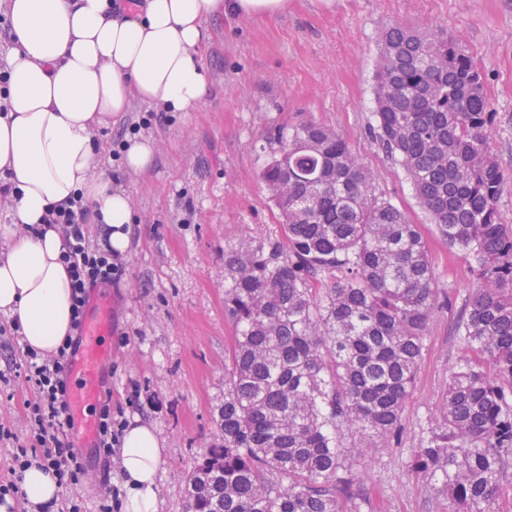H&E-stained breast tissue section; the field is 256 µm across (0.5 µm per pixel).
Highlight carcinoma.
<instances>
[{
	"instance_id": "carcinoma-1",
	"label": "carcinoma",
	"mask_w": 512,
	"mask_h": 512,
	"mask_svg": "<svg viewBox=\"0 0 512 512\" xmlns=\"http://www.w3.org/2000/svg\"><path fill=\"white\" fill-rule=\"evenodd\" d=\"M369 141L402 166L478 284L436 425L409 470L448 512H500L512 492V226L487 147L496 123L473 55L438 25L385 28ZM260 179L283 238L224 251V444L188 476L190 512H344L347 435L399 439L439 288L422 237L346 140L307 121L273 135Z\"/></svg>"
}]
</instances>
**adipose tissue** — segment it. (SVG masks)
I'll list each match as a JSON object with an SVG mask.
<instances>
[{
  "mask_svg": "<svg viewBox=\"0 0 512 512\" xmlns=\"http://www.w3.org/2000/svg\"><path fill=\"white\" fill-rule=\"evenodd\" d=\"M11 46L0 102V311L30 348L55 353L70 330L71 285L55 229L25 232L51 209L83 197L117 252L133 221L128 194L113 187L97 152V132L133 103L195 112L209 95L200 60L216 16L265 18L288 0H0ZM165 462L154 426L133 421L121 448L123 512H158L157 474Z\"/></svg>",
  "mask_w": 512,
  "mask_h": 512,
  "instance_id": "ef3b65f1",
  "label": "adipose tissue"
}]
</instances>
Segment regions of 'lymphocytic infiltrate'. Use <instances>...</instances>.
<instances>
[{
	"mask_svg": "<svg viewBox=\"0 0 512 512\" xmlns=\"http://www.w3.org/2000/svg\"><path fill=\"white\" fill-rule=\"evenodd\" d=\"M90 209L82 199L52 210L47 218L64 241L62 261L72 288V326L83 323L91 288L109 285L122 275V267L110 249L91 242L87 234ZM17 356L0 368V385L13 387L24 383L31 396L23 408L28 422L26 439H18L0 423V442L10 443V470L17 473L37 464L51 470L60 485L74 488L85 482L88 474L83 457L75 451L69 436V419L65 400L69 361L75 351L72 340H65L57 353L40 355L12 339Z\"/></svg>",
	"mask_w": 512,
	"mask_h": 512,
	"instance_id": "obj_1",
	"label": "lymphocytic infiltrate"
}]
</instances>
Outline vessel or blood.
<instances>
[{
  "label": "vessel or blood",
  "instance_id": "1",
  "mask_svg": "<svg viewBox=\"0 0 512 512\" xmlns=\"http://www.w3.org/2000/svg\"><path fill=\"white\" fill-rule=\"evenodd\" d=\"M112 322L111 301L90 291L81 342L71 359L67 397L71 437L80 453L93 447L97 438V419L90 408L101 401L105 392L104 369L112 359V347L107 341Z\"/></svg>",
  "mask_w": 512,
  "mask_h": 512
}]
</instances>
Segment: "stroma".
<instances>
[{"mask_svg": "<svg viewBox=\"0 0 512 512\" xmlns=\"http://www.w3.org/2000/svg\"><path fill=\"white\" fill-rule=\"evenodd\" d=\"M405 22L441 26L474 56L497 114L488 147L507 182L500 216L512 225V0H288L274 17L212 19L200 52L211 93L199 111L159 122L137 102L100 129L103 143L136 122L155 145L149 170L127 169L117 153L107 169L134 215L118 257L123 272L110 288L118 312L109 338L112 409L155 426L164 441L159 512H186L187 477L221 440L224 354L235 336L224 312V252L280 236L282 219L259 173L276 148L275 130L309 119L343 136L379 190L417 224L441 291L400 439H349L356 487L372 512H448L447 497L433 481L411 477L408 465L463 354L458 324L476 277L469 257L440 239L402 167L365 135L380 32Z\"/></svg>", "mask_w": 512, "mask_h": 512, "instance_id": "1", "label": "stroma"}]
</instances>
